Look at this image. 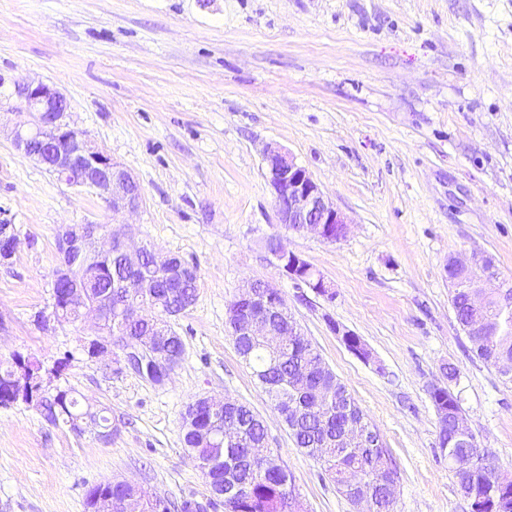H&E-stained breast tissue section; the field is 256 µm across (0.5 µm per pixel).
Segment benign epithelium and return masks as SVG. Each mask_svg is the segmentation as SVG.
<instances>
[{"label": "benign epithelium", "mask_w": 512, "mask_h": 512, "mask_svg": "<svg viewBox=\"0 0 512 512\" xmlns=\"http://www.w3.org/2000/svg\"><path fill=\"white\" fill-rule=\"evenodd\" d=\"M15 95L33 118L32 123L18 125L11 130L12 141L18 150L68 186L99 196L114 212L139 209L142 194L136 179L112 157L93 147L84 131L67 121L69 103L58 89L43 82H29L15 86ZM263 162L273 191L278 223L288 226L290 231L310 233L326 242H337L346 236L348 225L343 213L289 153L270 144L263 151ZM16 248L17 237L12 226H0V259L10 261ZM57 251L53 281L67 283L64 301L76 310V319L91 317L98 324L100 334L85 345L89 356L104 360L112 356V347L121 344L123 351L119 363L123 368L136 373L147 361L153 365L161 382H166L176 360L161 350L171 328L153 315L156 305L149 290L151 276L143 273L142 267L148 247L135 245L124 233L113 231L104 236L99 225L88 222L60 225ZM88 253L108 257L114 253L120 255L128 271L140 274L138 280L127 282V287L138 289V293L115 304L112 303V294L93 293L87 278L76 267L80 257ZM270 253L284 276L296 283L307 284L304 277L309 274L311 265L302 256L289 251L280 237H273ZM151 256L152 268L166 272L177 282L190 278L195 271L179 256H161L154 251ZM479 283L478 279L468 283L473 309L471 329L475 332L482 331L489 323L483 313L487 297ZM271 287L272 284L265 281L258 288L246 286L236 298V309L226 310L228 316L236 314L238 309L246 313V318L237 323L238 333L245 336L266 334L268 323L264 321V314L279 308ZM114 309L121 312L126 323H147L149 330L136 340L119 342L108 327ZM59 377V369L55 365L46 368L38 361L24 362L11 389V402L40 409L50 393L58 397L63 394L61 387L55 384ZM481 465L482 461L475 457L469 466L458 471L460 490L471 500V512H496L494 493L478 495L471 490L472 475Z\"/></svg>", "instance_id": "obj_1"}]
</instances>
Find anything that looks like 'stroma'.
I'll use <instances>...</instances> for the list:
<instances>
[{
	"label": "stroma",
	"mask_w": 512,
	"mask_h": 512,
	"mask_svg": "<svg viewBox=\"0 0 512 512\" xmlns=\"http://www.w3.org/2000/svg\"><path fill=\"white\" fill-rule=\"evenodd\" d=\"M38 81L139 182L137 212L113 213L15 148L6 130L27 116L14 85ZM0 127V224L18 238L0 264V355L68 358L60 386L112 428L106 442L21 403L0 408V512H88V489L116 479L224 512L182 444L181 414L206 396L259 415L303 512H355L234 347L225 309L254 279L282 291L380 433L393 512H471L439 445L436 384L512 479V383L473 355L447 273L449 256L481 254L512 281V0H0ZM271 143L347 217L345 238L278 224ZM85 222L198 270L194 305L170 320L184 355L164 384L118 369L121 350L89 359L93 323L35 320L52 310L59 226ZM273 236L331 296L282 276Z\"/></svg>",
	"instance_id": "1"
}]
</instances>
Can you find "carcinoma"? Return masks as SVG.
Wrapping results in <instances>:
<instances>
[{"instance_id":"cac0c4a2","label":"carcinoma","mask_w":512,"mask_h":512,"mask_svg":"<svg viewBox=\"0 0 512 512\" xmlns=\"http://www.w3.org/2000/svg\"><path fill=\"white\" fill-rule=\"evenodd\" d=\"M80 270L97 283L117 274L120 264L95 255H86L79 262ZM448 279L454 286L452 304L458 324L471 344V352L486 365L512 381V320L504 319L508 306H512L511 288H491L488 296V313L498 320L496 327L483 336H474L470 330L472 308L469 289L465 288L467 275L448 271ZM159 302L158 313L165 317L178 310L179 300L160 283L153 289ZM112 335L130 340L140 335V326L128 325L114 317L109 323ZM237 352L256 377L279 412H284L288 403H293L297 420L289 432L296 447L322 462L325 470L336 482L338 491L352 500V492L345 477L357 474L363 477L378 501L386 498V487L382 479L391 472L390 455L379 432H373V445L362 446L343 454L333 447L332 439L342 429L346 417L336 416V399L348 405L351 419L368 424L365 414L355 399L333 371L323 365V359L311 342L303 335L288 337V345L270 348L258 337L248 339L233 337ZM436 410H445L439 421V444L448 452V460L458 466H466L471 457L480 453L489 461L487 473L477 481L480 491L496 480L494 456L485 448L477 446L475 438L457 433L454 418L460 410L457 399L450 391L432 396ZM81 410L75 394H69L66 403L48 397L41 407L43 418L53 425L65 424ZM235 419L241 425V440L229 443L220 431L224 423ZM267 431L261 418L242 403L230 414L224 407V399L213 397L203 402L195 400L188 404L182 415V443L188 454L197 462L208 464L206 482L211 494L222 495L227 485L235 486V494L224 499V512H289V500L295 488L288 472L273 455L260 462L253 459L250 449L266 443ZM112 494L115 512H170L166 498L150 495L134 488L122 480L95 484L86 494V501L99 493Z\"/></svg>"}]
</instances>
